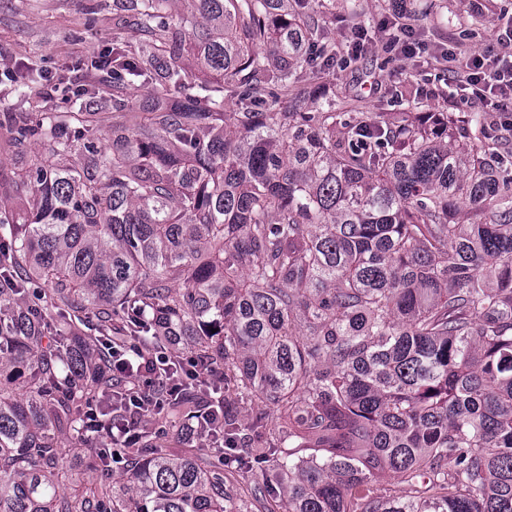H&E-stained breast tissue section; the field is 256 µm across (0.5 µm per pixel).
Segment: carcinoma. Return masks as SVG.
<instances>
[{"instance_id": "1", "label": "carcinoma", "mask_w": 512, "mask_h": 512, "mask_svg": "<svg viewBox=\"0 0 512 512\" xmlns=\"http://www.w3.org/2000/svg\"><path fill=\"white\" fill-rule=\"evenodd\" d=\"M171 2L112 0L141 41L87 61L110 150L93 83L4 116L45 150L0 199V512H251L235 458L265 512H512V166L483 113L336 111L303 79L336 58L315 0ZM115 348L182 350L224 402L166 387L114 448ZM188 425L209 461L168 448Z\"/></svg>"}]
</instances>
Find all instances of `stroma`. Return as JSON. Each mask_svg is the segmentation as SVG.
Listing matches in <instances>:
<instances>
[{
	"label": "stroma",
	"mask_w": 512,
	"mask_h": 512,
	"mask_svg": "<svg viewBox=\"0 0 512 512\" xmlns=\"http://www.w3.org/2000/svg\"><path fill=\"white\" fill-rule=\"evenodd\" d=\"M390 0H335V24L329 39L336 42V60L318 80L335 88L337 97L352 100L356 111L375 117L400 108L393 90L421 89L420 109L450 111L446 63L420 53L397 56L387 44L380 23ZM485 12L474 13L471 0H414L428 14L417 38L444 45L467 56L497 45V26L512 20V0H487ZM367 28L364 48L349 57L347 37L353 26ZM112 0H0V113L64 112L68 106L55 89L57 77L79 85L95 81L101 109L96 135L106 147L112 137V83L90 73L85 63L112 46Z\"/></svg>",
	"instance_id": "1"
}]
</instances>
